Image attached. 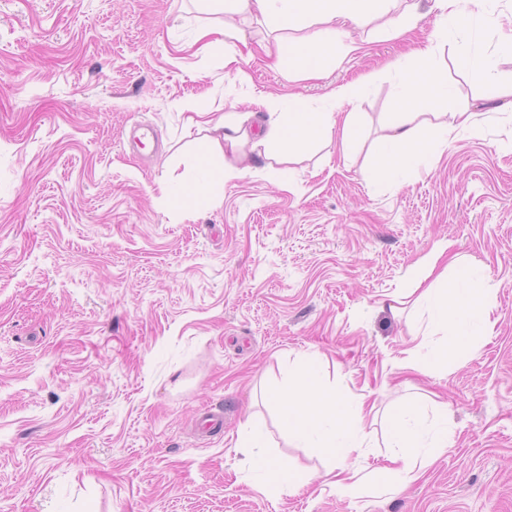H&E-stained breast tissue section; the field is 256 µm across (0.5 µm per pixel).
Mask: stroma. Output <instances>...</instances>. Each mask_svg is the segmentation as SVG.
Masks as SVG:
<instances>
[{"label": "stroma", "mask_w": 512, "mask_h": 512, "mask_svg": "<svg viewBox=\"0 0 512 512\" xmlns=\"http://www.w3.org/2000/svg\"><path fill=\"white\" fill-rule=\"evenodd\" d=\"M402 36L381 19L345 25L357 52L307 79L267 55L265 25L203 49L191 0H0V512H512V57L499 26L512 0H485L471 50L498 56L495 80H466L453 48L435 69L450 97L400 100L401 65L435 29L431 0ZM233 51L250 78L224 66ZM368 79L345 104L357 144L298 149L291 185L264 170L220 173L207 132L177 103L260 129L259 97L301 100ZM426 137L383 188L375 143L402 109ZM472 112L478 136L441 144L432 112ZM173 179L181 194L162 196ZM499 285L494 331L447 371L402 364L414 315L391 296L439 242ZM338 394L375 405L367 481L353 497L319 480L329 459L288 435L275 394L307 363ZM447 405L454 436L403 491L379 467L401 403ZM224 412V428L201 430ZM300 487L264 485L244 444Z\"/></svg>", "instance_id": "35a3bbf8"}]
</instances>
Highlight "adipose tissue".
Returning <instances> with one entry per match:
<instances>
[{"label": "adipose tissue", "instance_id": "1", "mask_svg": "<svg viewBox=\"0 0 512 512\" xmlns=\"http://www.w3.org/2000/svg\"><path fill=\"white\" fill-rule=\"evenodd\" d=\"M203 13H224L221 26L205 25L196 34L205 39L218 34L230 40H243L244 32L234 19L252 16L264 20L269 28L278 56L294 53L301 62L303 76L320 75L323 57L349 54L353 44L343 42L342 31L333 28L341 18L360 24L372 4H379L386 15V26L399 34L417 26L419 17L412 10L392 14L393 0H194ZM481 0H432L436 13L435 37L455 46L462 56L467 77L492 80L497 73V57L470 53L465 33L474 9ZM313 27L310 42L289 44L288 30ZM365 81H357L333 89L329 94L335 109L331 112H312L306 105L268 98L264 123L258 133L246 135L234 114L208 118L201 101L188 98L180 102L182 111L195 113L206 120L212 146L224 157L223 177L233 180L258 167L270 168L283 163L286 149L294 142L316 134L337 136L344 155H351L355 144L357 115L353 112L336 117L335 110L360 96ZM416 115L402 113L399 120L386 126L379 147L387 162L367 174L372 187L389 183L396 172L406 165V150L417 149L414 127ZM498 285L488 270L472 268L459 272L448 260L447 243H438L414 270L411 287L392 297L390 310L400 313L405 306L422 311L425 317L424 338L407 351L405 364L424 373L444 371L449 359L467 353L482 336L493 329L490 319L496 306ZM442 335L444 344L431 348L427 337ZM285 408L284 421L295 440L305 447L319 449L330 460L325 472L327 483L340 495H356L360 459L366 458L372 440L369 429L373 410L364 399L345 398L326 386L316 366H307L299 382L280 392ZM454 431L447 408H440L431 425H424L415 404L398 408L386 429V472L394 490H401L416 481L450 444Z\"/></svg>", "mask_w": 512, "mask_h": 512}]
</instances>
